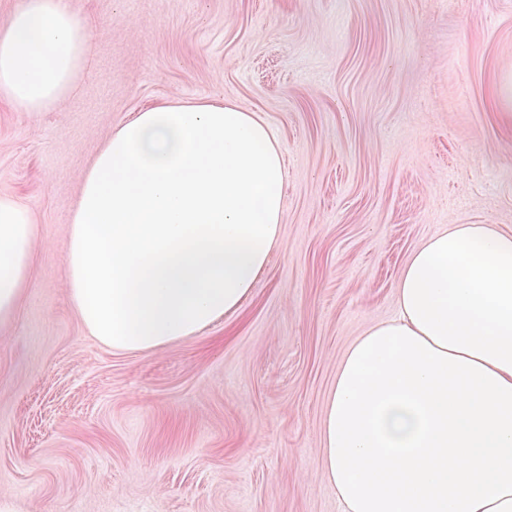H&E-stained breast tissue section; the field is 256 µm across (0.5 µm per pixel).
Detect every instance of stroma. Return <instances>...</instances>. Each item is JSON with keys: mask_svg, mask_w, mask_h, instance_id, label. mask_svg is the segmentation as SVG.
<instances>
[{"mask_svg": "<svg viewBox=\"0 0 512 512\" xmlns=\"http://www.w3.org/2000/svg\"><path fill=\"white\" fill-rule=\"evenodd\" d=\"M77 88L0 102V196L37 229L0 323V492L21 512H341L319 466L336 366L448 224L512 230V0H72ZM220 99L274 127L281 241L232 318L151 353L66 292L80 175L136 112Z\"/></svg>", "mask_w": 512, "mask_h": 512, "instance_id": "1", "label": "stroma"}]
</instances>
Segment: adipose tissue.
<instances>
[{"label": "adipose tissue", "instance_id": "adipose-tissue-1", "mask_svg": "<svg viewBox=\"0 0 512 512\" xmlns=\"http://www.w3.org/2000/svg\"><path fill=\"white\" fill-rule=\"evenodd\" d=\"M92 50L71 0H19L0 28V100L57 106ZM284 147L218 100L136 113L81 178L68 292L83 327L152 351L240 311L284 229ZM36 227L0 197V322L29 288ZM336 369L320 466L343 512H512V232L451 224L395 286Z\"/></svg>", "mask_w": 512, "mask_h": 512}]
</instances>
